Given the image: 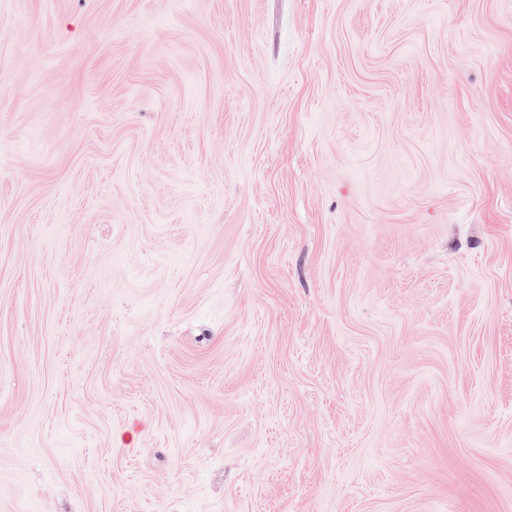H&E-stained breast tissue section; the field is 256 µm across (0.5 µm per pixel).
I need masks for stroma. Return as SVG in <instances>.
<instances>
[{
	"label": "stroma",
	"mask_w": 512,
	"mask_h": 512,
	"mask_svg": "<svg viewBox=\"0 0 512 512\" xmlns=\"http://www.w3.org/2000/svg\"><path fill=\"white\" fill-rule=\"evenodd\" d=\"M0 512H512V0H0Z\"/></svg>",
	"instance_id": "stroma-1"
}]
</instances>
